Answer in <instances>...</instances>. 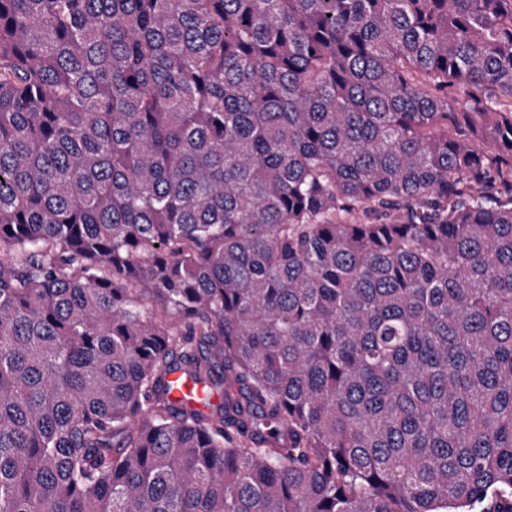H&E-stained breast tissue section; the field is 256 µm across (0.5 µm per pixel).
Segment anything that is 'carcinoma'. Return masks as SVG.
<instances>
[{
    "instance_id": "carcinoma-1",
    "label": "carcinoma",
    "mask_w": 512,
    "mask_h": 512,
    "mask_svg": "<svg viewBox=\"0 0 512 512\" xmlns=\"http://www.w3.org/2000/svg\"><path fill=\"white\" fill-rule=\"evenodd\" d=\"M1 252L0 512H512V0H0Z\"/></svg>"
}]
</instances>
